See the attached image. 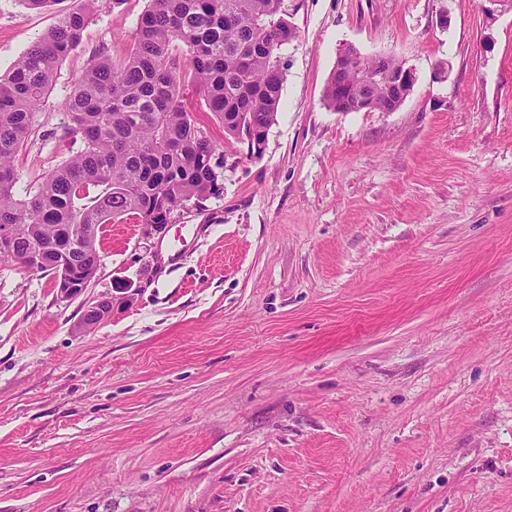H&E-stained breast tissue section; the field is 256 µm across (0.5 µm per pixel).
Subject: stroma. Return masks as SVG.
I'll return each mask as SVG.
<instances>
[{"label":"stroma","instance_id":"35a3bbf8","mask_svg":"<svg viewBox=\"0 0 512 512\" xmlns=\"http://www.w3.org/2000/svg\"><path fill=\"white\" fill-rule=\"evenodd\" d=\"M148 4L60 62L17 195ZM80 6L0 0V76ZM284 8L277 119L216 151L223 195L103 225L68 301L0 259V512H512V0ZM346 43L414 69L397 110L323 106ZM229 133L232 135L227 134V138L224 136V142L225 143H235V142H246L248 145L249 151L253 154L256 153H263L266 138H267V132L263 131H255L252 127H247L245 123L239 122L237 125H235L234 128H229ZM234 137V138H233ZM239 140V141H237ZM235 141V142H234ZM249 152L252 155V153Z\"/></svg>","mask_w":512,"mask_h":512}]
</instances>
